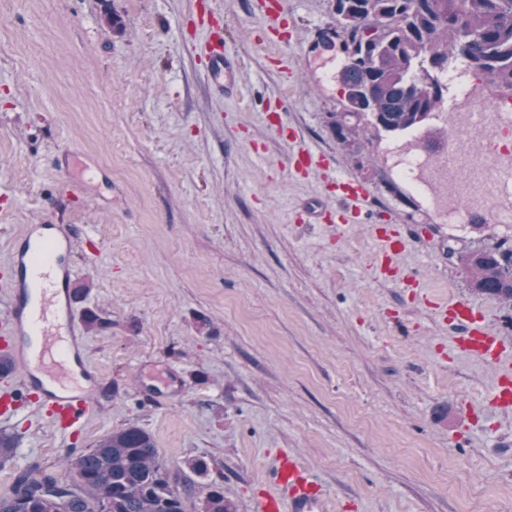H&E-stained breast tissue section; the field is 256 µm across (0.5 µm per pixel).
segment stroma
<instances>
[{
  "label": "stroma",
  "instance_id": "1",
  "mask_svg": "<svg viewBox=\"0 0 512 512\" xmlns=\"http://www.w3.org/2000/svg\"><path fill=\"white\" fill-rule=\"evenodd\" d=\"M334 3L281 0L272 35L257 0H209L239 61L224 98L193 0H0V271L26 225L67 228L72 310L105 320L81 330L83 358L107 390L72 439L31 411L0 422L19 438L0 495L32 469L64 479L67 456L136 424L170 470L204 461L237 512L283 451L322 486L323 512H512V412L428 307L467 301L512 350V310L440 250L512 223L453 228L379 144L360 161L337 143L345 95L322 62L340 51L319 39ZM300 143L327 166L295 174ZM339 171L372 191L343 236L306 212L336 207ZM385 216L411 240L396 262L418 288L376 267Z\"/></svg>",
  "mask_w": 512,
  "mask_h": 512
}]
</instances>
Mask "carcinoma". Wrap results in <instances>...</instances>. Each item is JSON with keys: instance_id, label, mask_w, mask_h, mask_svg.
Returning a JSON list of instances; mask_svg holds the SVG:
<instances>
[{"instance_id": "obj_1", "label": "carcinoma", "mask_w": 512, "mask_h": 512, "mask_svg": "<svg viewBox=\"0 0 512 512\" xmlns=\"http://www.w3.org/2000/svg\"><path fill=\"white\" fill-rule=\"evenodd\" d=\"M346 90L330 126L344 146L421 125L444 102L442 74L457 63L512 92V0H335ZM448 261L472 289L512 307V239L448 242ZM65 479L24 474L0 512H235L224 486H191L160 458L151 434L129 424L66 461Z\"/></svg>"}]
</instances>
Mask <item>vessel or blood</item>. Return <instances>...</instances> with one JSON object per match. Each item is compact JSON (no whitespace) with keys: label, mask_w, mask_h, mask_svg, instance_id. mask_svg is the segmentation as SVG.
Wrapping results in <instances>:
<instances>
[{"label":"vessel or blood","mask_w":512,"mask_h":512,"mask_svg":"<svg viewBox=\"0 0 512 512\" xmlns=\"http://www.w3.org/2000/svg\"><path fill=\"white\" fill-rule=\"evenodd\" d=\"M200 26L209 28L211 43L206 55L212 81L232 88L236 66L224 50V34L215 28L206 12H199ZM479 92H472L470 102L453 98L445 112L464 113L466 125L481 124L492 133L494 124L487 121L479 106ZM473 174L482 176L495 189L512 186V161H475ZM336 196L345 208L365 207L370 199L367 185L345 173L336 176ZM379 244L378 267L388 278L404 285H415L413 276L402 272L394 263L408 241L392 226L373 227ZM56 226L28 229L22 244L12 253L9 270L0 275V296L8 304V314L0 322V354L9 357L21 370L20 382L0 394V418H18L36 404L37 411L54 430L64 436H76L102 414V396L96 376L82 362L77 324L67 301V283L75 278V268L67 264L57 242ZM443 322L461 330V346L493 365L499 374L496 401L512 406V355L508 354L483 318L461 300L435 304ZM321 485L299 466L295 456L285 453L276 458L271 489L254 500V512H322Z\"/></svg>","instance_id":"b4317fda"}]
</instances>
